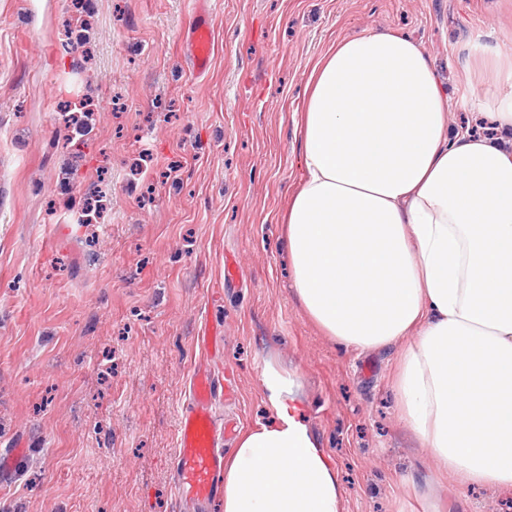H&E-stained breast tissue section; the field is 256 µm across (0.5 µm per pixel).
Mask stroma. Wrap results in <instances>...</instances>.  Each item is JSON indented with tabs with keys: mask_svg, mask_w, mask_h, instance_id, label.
Segmentation results:
<instances>
[{
	"mask_svg": "<svg viewBox=\"0 0 512 512\" xmlns=\"http://www.w3.org/2000/svg\"><path fill=\"white\" fill-rule=\"evenodd\" d=\"M210 10L214 60L181 37ZM393 29L459 93L512 56V0H0V512H189L177 419L207 327L229 393L264 416L259 377L296 374L345 512H512V492L430 477L400 420L388 351L323 336L290 287L279 213L302 175L294 122L338 40ZM104 196L98 223L72 215Z\"/></svg>",
	"mask_w": 512,
	"mask_h": 512,
	"instance_id": "stroma-1",
	"label": "stroma"
}]
</instances>
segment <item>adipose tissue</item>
<instances>
[{"label": "adipose tissue", "mask_w": 512, "mask_h": 512, "mask_svg": "<svg viewBox=\"0 0 512 512\" xmlns=\"http://www.w3.org/2000/svg\"><path fill=\"white\" fill-rule=\"evenodd\" d=\"M284 245L308 316L343 348L392 350L393 393L436 472L512 489V151L451 132L426 49L336 42L300 116ZM296 379L260 376L269 417L224 457L222 512H344Z\"/></svg>", "instance_id": "adipose-tissue-1"}]
</instances>
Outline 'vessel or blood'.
Returning <instances> with one entry per match:
<instances>
[{"mask_svg": "<svg viewBox=\"0 0 512 512\" xmlns=\"http://www.w3.org/2000/svg\"><path fill=\"white\" fill-rule=\"evenodd\" d=\"M195 74H204L211 61L212 33L209 12H201L185 39ZM218 379L208 368H195L191 395L178 423L175 490L179 500L204 502L223 494L224 458L217 448L212 403Z\"/></svg>", "mask_w": 512, "mask_h": 512, "instance_id": "b4317fda", "label": "vessel or blood"}]
</instances>
